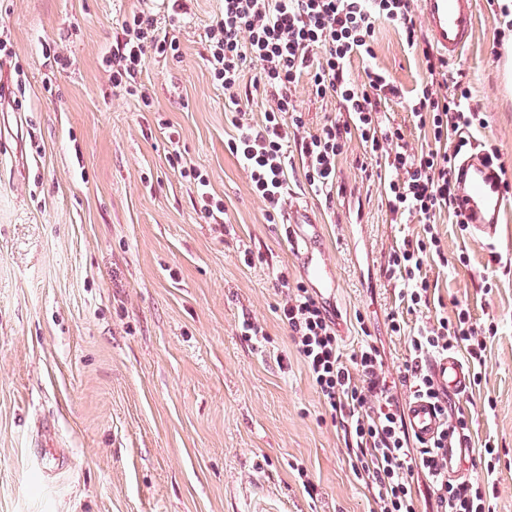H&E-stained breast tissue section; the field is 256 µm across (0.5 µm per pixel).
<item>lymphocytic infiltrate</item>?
Masks as SVG:
<instances>
[{
	"instance_id": "f902f5d3",
	"label": "lymphocytic infiltrate",
	"mask_w": 512,
	"mask_h": 512,
	"mask_svg": "<svg viewBox=\"0 0 512 512\" xmlns=\"http://www.w3.org/2000/svg\"><path fill=\"white\" fill-rule=\"evenodd\" d=\"M185 10L182 0H166L165 10L150 7L117 19L119 31L106 59L113 89L137 93L149 60L178 51L170 31ZM382 23L400 31L407 46L423 57L429 79L414 89L409 109L414 124L431 139L427 147L410 146L401 129L384 120V103L400 98L401 91L385 70L372 64L375 29ZM206 37L207 62L224 91L235 130L227 148L247 170L267 217L282 211L289 148H296L310 190L330 203L338 182L337 159L348 138L358 136L365 178L375 176L371 160L384 161L389 212L399 220L418 217L423 225L422 234L404 237L393 249L387 271L398 282V298L408 311L429 307L430 284L422 270L444 256L435 218L446 211L457 224L465 222L456 197V173L467 145L460 133L479 122L480 115L471 108L463 82H456L450 97L436 88L433 78L447 70L448 61L421 44L410 0H223ZM355 57L368 63L360 83L348 71ZM252 64L257 72L249 79L245 72ZM304 81L316 97H336L340 110L316 133L296 140L292 132L304 122L292 92ZM258 90L269 107L261 122L253 123L243 109ZM276 278L287 285L278 318L343 433L353 472L372 491L371 512H419L414 484L422 478L433 487L438 512H486L484 481L454 482L443 468L445 448L467 446V422L453 414L449 396L436 387L427 365L430 357L461 349L471 361L482 362L481 329L473 324L469 308L457 307L453 316H437L435 323L411 333L402 317L389 316L391 332L409 341L400 382L431 400L446 420L430 443L414 445L379 347L366 338L357 351L344 355L336 321L316 291L301 283L288 286L282 272Z\"/></svg>"
}]
</instances>
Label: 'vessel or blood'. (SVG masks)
I'll list each match as a JSON object with an SVG mask.
<instances>
[{"label":"vessel or blood","instance_id":"1","mask_svg":"<svg viewBox=\"0 0 512 512\" xmlns=\"http://www.w3.org/2000/svg\"><path fill=\"white\" fill-rule=\"evenodd\" d=\"M429 37L448 59H456L473 41L477 27V0H418ZM458 205L472 235L495 238L505 199L496 168L485 153L465 158L460 167ZM288 239L299 249V268L318 295L334 294L336 280L327 262L319 226L311 217H300L296 210L285 213ZM429 372L437 387L450 395L466 390L470 371L453 354L433 359ZM406 423L419 440L430 441L444 426V419L428 400L414 397L407 403Z\"/></svg>","mask_w":512,"mask_h":512}]
</instances>
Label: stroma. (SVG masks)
Returning <instances> with one entry per match:
<instances>
[{
  "label": "stroma",
  "mask_w": 512,
  "mask_h": 512,
  "mask_svg": "<svg viewBox=\"0 0 512 512\" xmlns=\"http://www.w3.org/2000/svg\"><path fill=\"white\" fill-rule=\"evenodd\" d=\"M141 5L0 0L11 86L0 100V512H369L342 433L277 317L276 273L302 278L285 226L267 222L225 147L234 130L205 61L222 2L187 0L179 55L142 75L146 102L114 92L103 61L117 17ZM499 27L498 6L478 0L475 39L447 77H463L484 119L469 142L496 146L512 178V39ZM374 39V65L411 93L425 78L420 55L391 25ZM293 99L307 134L339 111L304 83ZM175 146L207 175L225 223L201 217L195 184L169 161ZM360 154L351 140L339 163L352 199L325 207L296 154L287 197L322 227L344 351L357 348L363 314L398 383L408 339L387 328L399 302L385 267L422 226L393 223L382 184L360 178ZM436 222L446 259L426 272L440 312L465 303L497 327L480 385L452 398L475 450L457 475L494 464L490 512H512V206L495 242L447 215ZM246 319L263 341L241 336ZM395 394L404 403L411 391L398 383Z\"/></svg>",
  "instance_id": "35a3bbf8"
}]
</instances>
